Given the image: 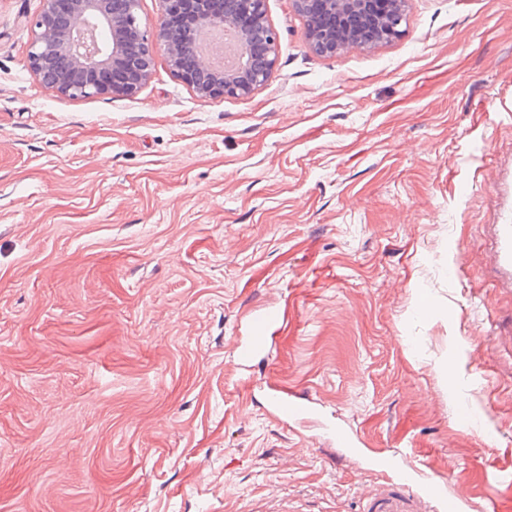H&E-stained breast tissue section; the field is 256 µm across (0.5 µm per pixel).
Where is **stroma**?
<instances>
[{
    "label": "stroma",
    "mask_w": 512,
    "mask_h": 512,
    "mask_svg": "<svg viewBox=\"0 0 512 512\" xmlns=\"http://www.w3.org/2000/svg\"><path fill=\"white\" fill-rule=\"evenodd\" d=\"M43 0H0V512H367L407 451L461 512H512V0H409L321 56L289 0L269 82L133 98L26 68ZM285 324L242 369L258 310ZM311 408L283 425L268 385ZM483 429L462 426L460 403ZM336 424L346 446L327 440ZM491 230V269L501 290L512 295V215Z\"/></svg>",
    "instance_id": "1"
}]
</instances>
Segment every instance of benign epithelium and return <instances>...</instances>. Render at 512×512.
I'll list each match as a JSON object with an SVG mask.
<instances>
[{
	"mask_svg": "<svg viewBox=\"0 0 512 512\" xmlns=\"http://www.w3.org/2000/svg\"><path fill=\"white\" fill-rule=\"evenodd\" d=\"M373 0H321L323 13L337 18L346 31L336 32L308 22L309 48L334 55L367 47L363 36L375 32L387 43L402 24L407 0H395L384 16L371 13ZM141 0H43V9L31 20L33 37L26 67L45 88L68 98L110 94L133 98L150 81L155 60L162 53L178 76L203 99L244 97L263 86L275 69L279 35L269 24L266 0H159L155 28L143 23ZM245 13L252 23L238 24ZM232 30L238 38V64L215 65L200 50L203 37ZM109 33L103 42L99 33Z\"/></svg>",
	"mask_w": 512,
	"mask_h": 512,
	"instance_id": "7a95c632",
	"label": "benign epithelium"
}]
</instances>
